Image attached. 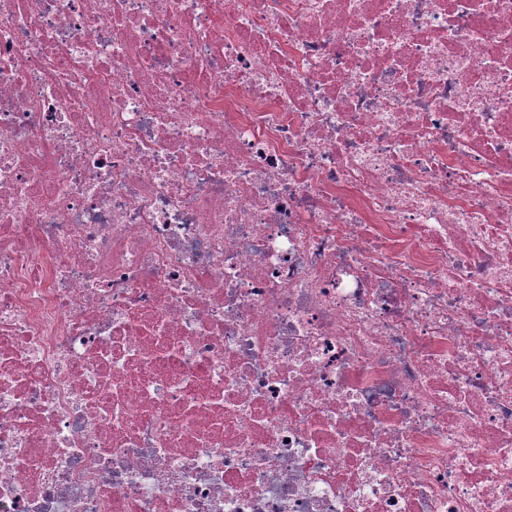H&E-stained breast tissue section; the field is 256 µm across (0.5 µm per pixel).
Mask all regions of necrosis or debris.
Wrapping results in <instances>:
<instances>
[{
	"mask_svg": "<svg viewBox=\"0 0 512 512\" xmlns=\"http://www.w3.org/2000/svg\"><path fill=\"white\" fill-rule=\"evenodd\" d=\"M0 512H512V0H0Z\"/></svg>",
	"mask_w": 512,
	"mask_h": 512,
	"instance_id": "obj_1",
	"label": "necrosis or debris"
}]
</instances>
